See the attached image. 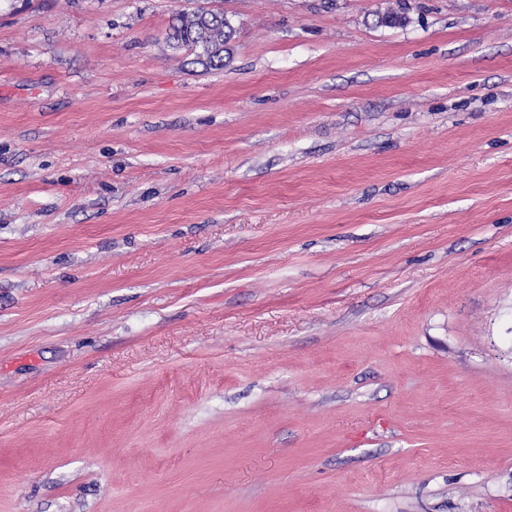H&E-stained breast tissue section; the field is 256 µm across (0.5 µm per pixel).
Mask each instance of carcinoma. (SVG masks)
I'll use <instances>...</instances> for the list:
<instances>
[{
	"mask_svg": "<svg viewBox=\"0 0 512 512\" xmlns=\"http://www.w3.org/2000/svg\"><path fill=\"white\" fill-rule=\"evenodd\" d=\"M235 33L224 12L198 8L181 11L173 18L165 42L173 49L189 48L195 64L205 68H222L224 52L229 50Z\"/></svg>",
	"mask_w": 512,
	"mask_h": 512,
	"instance_id": "cac0c4a2",
	"label": "carcinoma"
}]
</instances>
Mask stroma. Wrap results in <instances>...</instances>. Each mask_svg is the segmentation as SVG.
Wrapping results in <instances>:
<instances>
[{
  "mask_svg": "<svg viewBox=\"0 0 512 512\" xmlns=\"http://www.w3.org/2000/svg\"><path fill=\"white\" fill-rule=\"evenodd\" d=\"M0 512H512V0H0ZM235 33L224 12L198 8L181 11L173 18L165 42L172 49L189 48L195 64L205 68H222L224 52H228L227 45Z\"/></svg>",
  "mask_w": 512,
  "mask_h": 512,
  "instance_id": "stroma-1",
  "label": "stroma"
}]
</instances>
